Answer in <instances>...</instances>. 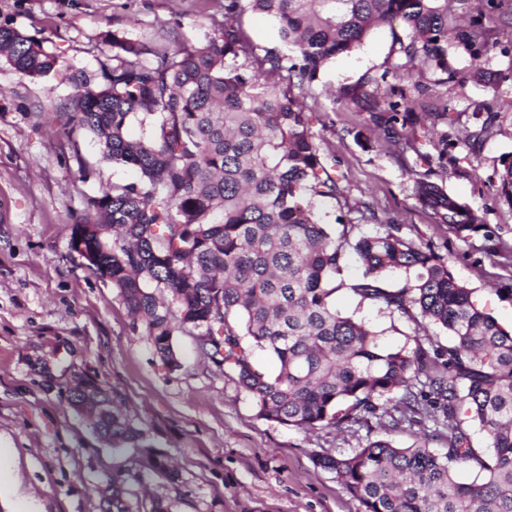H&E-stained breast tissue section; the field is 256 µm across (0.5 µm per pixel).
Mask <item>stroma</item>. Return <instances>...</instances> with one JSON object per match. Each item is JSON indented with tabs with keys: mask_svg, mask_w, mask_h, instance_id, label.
Instances as JSON below:
<instances>
[{
	"mask_svg": "<svg viewBox=\"0 0 512 512\" xmlns=\"http://www.w3.org/2000/svg\"><path fill=\"white\" fill-rule=\"evenodd\" d=\"M467 15L490 31L485 69L495 87L470 79L473 59L449 48L441 72L408 63L401 25L376 28L353 52L325 64L311 87L295 90L321 156L335 169L339 200L316 201L323 223L337 217L371 235L398 224L447 260L475 304L512 329V199L500 190L512 164V21L494 0H471ZM224 20V0H0V26L41 40L59 64L40 78L0 58V448L41 512H101L109 477L127 479L129 512H363L335 473L315 466L319 454H350L365 432H304L259 419L251 399L199 351L200 330L177 328L181 362L165 366L146 323L118 289L80 267L69 248L88 197L101 186L136 181L138 172L103 160L97 142L70 145L56 120L71 110L75 79L111 66L113 37L158 54L203 41ZM419 93V121L409 148L390 142L373 113L342 98L368 80ZM448 138V156L434 149ZM425 179L481 218L464 239L448 235L414 198ZM362 274L349 260L333 303L380 332L384 346L412 343L407 318L360 301L349 289ZM49 366L45 383L41 366ZM107 389L116 411L142 429L171 473L148 472L139 451H113L93 432V418L74 410L77 380Z\"/></svg>",
	"mask_w": 512,
	"mask_h": 512,
	"instance_id": "stroma-1",
	"label": "stroma"
}]
</instances>
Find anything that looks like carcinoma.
<instances>
[{
  "label": "carcinoma",
  "mask_w": 512,
  "mask_h": 512,
  "mask_svg": "<svg viewBox=\"0 0 512 512\" xmlns=\"http://www.w3.org/2000/svg\"><path fill=\"white\" fill-rule=\"evenodd\" d=\"M268 16L277 44H254L238 18ZM402 25L401 52L410 62L448 71V32L460 30L475 60L470 77L488 86L497 73L481 67L488 34L478 22L461 29L449 0H224V25L191 50L155 55L118 37L112 67L81 76L72 110L59 113L68 141L96 139L102 159L137 169V183L103 186L87 199L84 243L100 252L92 273L112 279L132 314L145 319L157 354L179 367L176 327L204 330V358L252 400L256 415L305 432L328 427L384 435L349 455H320L316 466L336 473L364 512H512V334L480 310L448 262L386 224L373 235L358 225L324 224L316 198L336 199L304 112L289 86H310L321 67L351 52L379 25ZM0 56L20 74L38 78L58 58L42 43L0 27ZM352 103L376 114L396 139L417 123L411 93L382 99L365 88ZM145 136L127 134L132 121ZM415 196L448 234L477 231L476 216L439 185L419 179ZM122 244H106L107 228ZM364 266L349 285L362 301L416 325L428 321L454 343L387 348L370 326L344 316L331 297L351 256ZM405 274L401 285L387 275ZM167 290L161 301L148 284ZM278 362L271 376L255 349ZM68 403L95 413L98 438L114 447H141V432L110 408L107 390L81 380ZM446 434L440 456L427 444L401 448L387 438L404 426ZM485 433L491 462L476 453L469 425ZM476 462L479 482L455 479L452 464ZM126 479L112 476L104 512H128Z\"/></svg>",
  "instance_id": "cac0c4a2"
}]
</instances>
